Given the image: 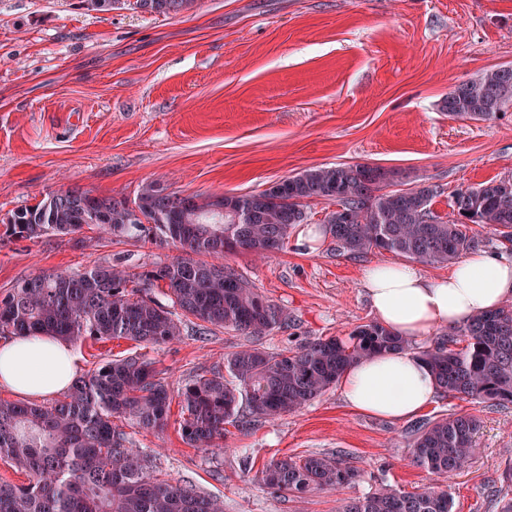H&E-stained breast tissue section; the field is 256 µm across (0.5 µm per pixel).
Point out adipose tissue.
Wrapping results in <instances>:
<instances>
[{
  "instance_id": "ef3b65f1",
  "label": "adipose tissue",
  "mask_w": 512,
  "mask_h": 512,
  "mask_svg": "<svg viewBox=\"0 0 512 512\" xmlns=\"http://www.w3.org/2000/svg\"><path fill=\"white\" fill-rule=\"evenodd\" d=\"M363 286L378 321L414 341L512 300V257L473 252L439 279L408 264L382 262L365 270ZM77 371L72 346L62 338L16 336L0 344V388L21 397L58 394ZM338 386L352 410L394 422L419 415L439 392L429 367L413 353L361 359L342 373Z\"/></svg>"
}]
</instances>
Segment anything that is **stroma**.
Masks as SVG:
<instances>
[{"instance_id":"35a3bbf8","label":"stroma","mask_w":512,"mask_h":512,"mask_svg":"<svg viewBox=\"0 0 512 512\" xmlns=\"http://www.w3.org/2000/svg\"><path fill=\"white\" fill-rule=\"evenodd\" d=\"M512 66V0H195L177 14L117 0L108 11L82 0H0V294L39 272L79 271L124 257L130 270L171 261L175 247L113 240L85 230L18 239L5 219L49 194L79 187L135 197L147 184L183 194H245L309 168L368 164L391 189L433 185L434 212L455 220L459 188L512 176V102L498 118L449 117L448 92L476 74ZM389 252L337 253L331 237L305 252L265 258L228 253L286 326L266 351L344 336L374 321L362 274ZM252 337L185 322L180 340L74 342L80 374L146 354L171 390L223 370ZM470 413L480 421L468 467L445 477L412 457L413 421L353 411L330 388L272 422H230L218 448L180 434L181 403L155 433L124 430L154 460L158 481L220 498L224 512H336L335 493L276 491L262 481L285 456L346 455L358 475L342 494L383 486L447 488L453 512H500L512 498V404L436 396L420 416Z\"/></svg>"}]
</instances>
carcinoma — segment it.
Listing matches in <instances>:
<instances>
[{
    "mask_svg": "<svg viewBox=\"0 0 512 512\" xmlns=\"http://www.w3.org/2000/svg\"><path fill=\"white\" fill-rule=\"evenodd\" d=\"M194 0H136L139 8L177 14ZM512 102V67L481 73L448 93L450 116L491 120ZM388 173L365 164L309 168L244 195H180L154 184L132 199L95 196L78 188L51 194L7 218L21 239L70 236L95 226L115 240L137 238L172 245L182 255L132 273L118 258L79 272H42L0 297V335L44 334L69 342L125 338L150 346L181 335L191 316L207 333L231 328L257 340L288 322L224 254L264 257L284 249L294 224L306 220L311 201H332L325 217L336 251L401 254L444 263L477 251L483 239L470 225L494 229L512 247V177L461 188L452 196L453 223L431 210L430 185L386 190ZM164 287L171 304L153 289ZM465 343L460 349L454 348ZM413 351L430 367L439 391L452 397L512 404V303L474 316L425 347L378 322L349 335L316 338L282 352L241 348L224 359L227 373L197 376L179 392L181 436L192 448H219L224 424L239 418L272 421L305 407L336 384L352 363L370 356ZM171 389L144 354L114 359L75 378L63 399L46 405L0 400V458L29 481L0 482V512H223V503L191 486L156 481L153 460L133 448L115 424L145 430L167 426ZM479 420L452 413L415 426L413 461L426 471L452 475L474 452ZM357 471L340 455L270 462L265 485L298 494L340 491ZM336 512H452L451 493L424 485L415 492L390 486L361 497L336 499Z\"/></svg>",
    "mask_w": 512,
    "mask_h": 512,
    "instance_id": "1",
    "label": "carcinoma"
}]
</instances>
